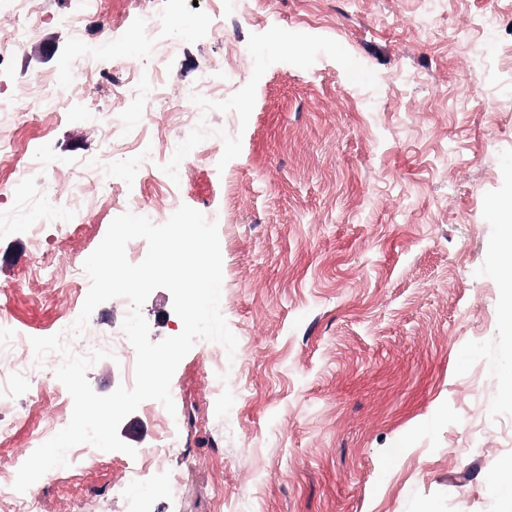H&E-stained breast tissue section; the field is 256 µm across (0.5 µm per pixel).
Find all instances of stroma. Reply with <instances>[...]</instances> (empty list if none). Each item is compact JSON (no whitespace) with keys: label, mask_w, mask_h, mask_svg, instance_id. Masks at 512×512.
I'll return each mask as SVG.
<instances>
[{"label":"stroma","mask_w":512,"mask_h":512,"mask_svg":"<svg viewBox=\"0 0 512 512\" xmlns=\"http://www.w3.org/2000/svg\"><path fill=\"white\" fill-rule=\"evenodd\" d=\"M39 23L23 52L0 53V96L22 109L23 84L66 90L60 67L78 46L112 39L110 74L91 81L70 113L18 124L0 114L12 181L32 153L60 168L51 183L80 231L0 230V308L49 336L73 306L66 275L103 240L130 192L148 218L183 205L218 225L221 312L238 340L224 365L193 347L179 363L180 446L138 491L123 484L135 458L102 454L33 487L38 512H512L494 479L512 464V402L500 396L512 363L496 246L512 226V0H181L168 35L160 92L146 128L153 153L180 137L213 142L190 159L171 196L149 176L129 190L77 180L72 162L128 159L95 112H126L123 78L134 27L158 0H98L73 34L70 0H35ZM300 43L302 52L292 49ZM216 97L208 126L177 109ZM151 341L183 323L171 293L142 306ZM27 387L0 403V459L30 453L52 410L29 413ZM189 476L183 495L168 473Z\"/></svg>","instance_id":"stroma-1"}]
</instances>
